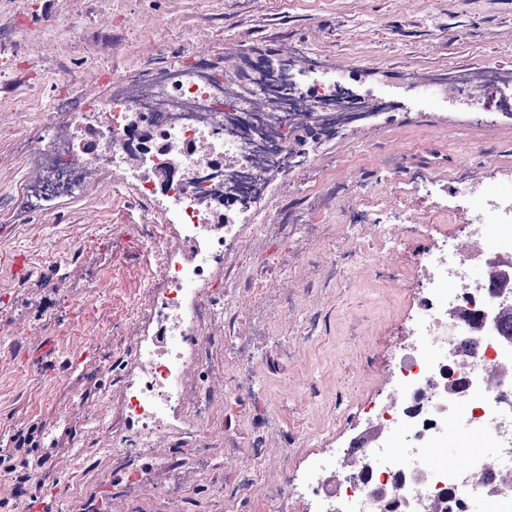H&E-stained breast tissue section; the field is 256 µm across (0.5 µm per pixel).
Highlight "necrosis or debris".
Returning a JSON list of instances; mask_svg holds the SVG:
<instances>
[{
  "label": "necrosis or debris",
  "mask_w": 512,
  "mask_h": 512,
  "mask_svg": "<svg viewBox=\"0 0 512 512\" xmlns=\"http://www.w3.org/2000/svg\"><path fill=\"white\" fill-rule=\"evenodd\" d=\"M110 80L103 99L85 98L75 107L66 93L56 97L63 119L79 110L94 128L86 165L71 162L62 136L39 147L19 138L11 149L29 159L38 200L76 194L92 166L106 164L133 187L144 215L161 214L162 223L132 227L144 254L161 255L165 270L160 282L149 285L142 320L148 324L160 315L164 321L160 333L141 336L134 353L115 356L123 375L114 447L124 455L143 454L151 436L189 413L200 423L190 438L208 464L213 406L188 384L189 370L206 364L211 353L223 355L234 370L224 408L245 411L257 361L236 327L242 316L238 294L245 286L260 291L267 281L287 279L288 271L268 258L257 264L256 274L245 275L232 260L234 248L247 231L285 241L318 232L315 224L289 223L287 203L262 176L271 168L286 179L315 164L344 125L340 118L318 123L316 109L340 86L336 76L321 73L297 87L296 109L260 154L241 127L250 105L248 95L236 91L235 68L215 72L200 57L189 65L163 64L143 78L116 71ZM487 200L489 216L470 220L469 236L481 251L441 234L416 255L425 284L415 302L413 341L394 365L390 402L354 403L337 394V418L367 415L374 425L328 449L336 461L332 474L317 467L302 480L285 469L272 483L264 475L263 436L244 450L236 437L225 435L226 512H260L261 503L251 496L260 482L266 500L289 512L305 502L314 512H379L383 492L395 501V512H421L422 491L448 512H472L478 501L486 512L512 505V382L494 379L512 364V326L500 315L512 304V196L491 193ZM477 266L483 279L471 275ZM218 277L224 299L216 306L202 292ZM218 313L224 333L213 338L209 352H200L195 329ZM456 430L465 431L471 447L466 462L434 459L433 444Z\"/></svg>",
  "instance_id": "4bbe7bcc"
}]
</instances>
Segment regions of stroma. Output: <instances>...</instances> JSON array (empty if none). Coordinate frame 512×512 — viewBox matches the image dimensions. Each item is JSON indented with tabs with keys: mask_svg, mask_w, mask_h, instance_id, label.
<instances>
[{
	"mask_svg": "<svg viewBox=\"0 0 512 512\" xmlns=\"http://www.w3.org/2000/svg\"><path fill=\"white\" fill-rule=\"evenodd\" d=\"M251 51L265 61H290L297 84L311 73L312 60L352 61L350 90L393 103L364 121L362 132L338 133L317 165L281 187L292 212L301 192L325 197L324 207L301 212L322 225L321 238L268 244L297 264L300 286L271 324L275 335L289 338L292 357L282 359L261 342L263 363L241 417L224 412L223 366H200L189 379L214 402L213 445L225 427L244 434L250 422L278 414L265 440L270 477L287 467L306 470L323 449L352 437L336 419L337 393L364 401L389 392L391 364L409 341L423 278L412 261L424 240L410 226L432 218L451 233L483 210V198L474 196L456 216L440 211V201H455L462 173L512 194V111L491 108L486 90L470 102L416 101L421 83L461 82L490 65L512 75V0H0V91L28 114L19 126L12 113L0 112V225L11 227L0 235V512H27L34 490L52 497L54 512H224V465L195 464V419L163 429L148 454L124 457L113 448L108 420L118 400L110 357L136 346V309L161 264L143 256L125 230L143 223V215L111 169L101 168L83 193L22 220L17 198L27 164L9 143L47 134L56 73L66 74L79 99L89 91L85 73L99 72L91 91L104 97L115 68L135 78L155 63L195 57L223 68ZM412 171L430 176L431 194L403 193L398 179ZM351 183L403 211V223L388 230L400 241L399 277L381 273V230H367L350 246L345 218L361 201L348 191ZM350 247L349 272L321 260L326 249ZM17 251L29 258L27 275L9 266ZM74 251L78 260L57 278L50 261ZM306 321L319 331L297 340ZM49 340L54 353L37 358ZM69 359L80 366L67 373ZM310 385L316 397L305 395ZM60 419L69 429L56 466L33 467V480L18 482L8 437Z\"/></svg>",
	"mask_w": 512,
	"mask_h": 512,
	"instance_id": "stroma-1",
	"label": "stroma"
}]
</instances>
